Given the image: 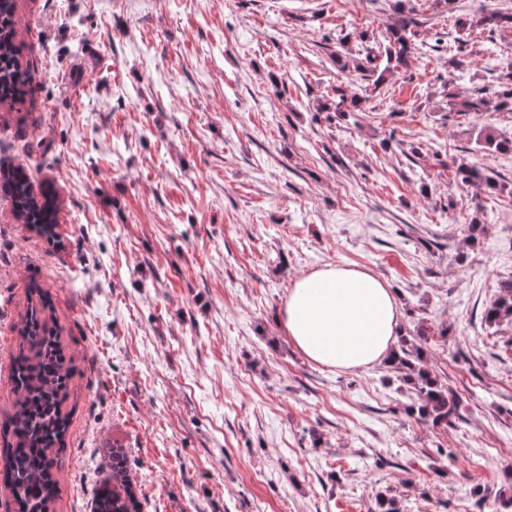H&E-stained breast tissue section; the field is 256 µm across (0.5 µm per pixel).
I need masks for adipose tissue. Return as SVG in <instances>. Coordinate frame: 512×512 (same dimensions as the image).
<instances>
[{
  "mask_svg": "<svg viewBox=\"0 0 512 512\" xmlns=\"http://www.w3.org/2000/svg\"><path fill=\"white\" fill-rule=\"evenodd\" d=\"M400 312L390 288L367 270L324 265L298 278L279 324L309 360L341 369L387 360Z\"/></svg>",
  "mask_w": 512,
  "mask_h": 512,
  "instance_id": "adipose-tissue-1",
  "label": "adipose tissue"
}]
</instances>
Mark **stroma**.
Returning a JSON list of instances; mask_svg holds the SVG:
<instances>
[{
	"instance_id": "35a3bbf8",
	"label": "stroma",
	"mask_w": 512,
	"mask_h": 512,
	"mask_svg": "<svg viewBox=\"0 0 512 512\" xmlns=\"http://www.w3.org/2000/svg\"><path fill=\"white\" fill-rule=\"evenodd\" d=\"M512 0H17L33 72L0 108V160L53 186L56 242L0 198V422L28 290L50 297L71 369L53 512H92L125 449L143 512H512V323L481 314L512 278V110L467 112L512 72V29L458 19ZM381 82L336 55L384 49ZM357 98L334 110L337 90ZM479 225L471 235V225ZM392 289L400 329L459 401L408 412L383 362L307 360L278 328L293 281L325 264ZM411 37L412 32L408 29V24L405 20H398V24L391 31L389 44L384 49V55L382 56V52L380 56L370 55V53L367 52L364 58H353V69L361 72H369L374 76L377 73L379 61H382L381 58L383 57L384 59L385 57L386 64L376 78V82H378L384 72L406 64L412 49ZM455 176L463 184H477L484 189L501 190V186L487 173L486 168H479L467 162H455Z\"/></svg>"
}]
</instances>
